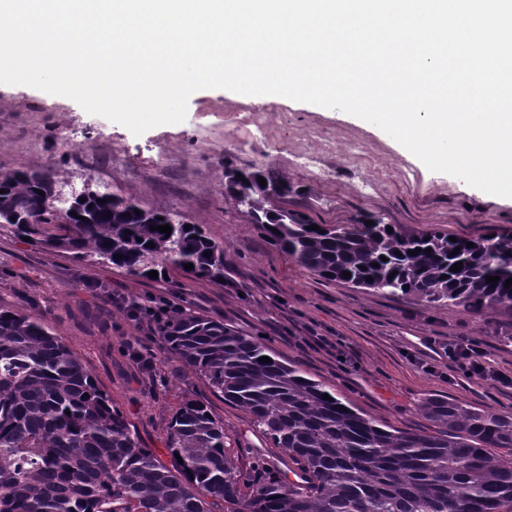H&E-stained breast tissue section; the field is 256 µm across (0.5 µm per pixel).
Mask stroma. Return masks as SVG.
I'll list each match as a JSON object with an SVG mask.
<instances>
[{"label":"stroma","instance_id":"35a3bbf8","mask_svg":"<svg viewBox=\"0 0 512 512\" xmlns=\"http://www.w3.org/2000/svg\"><path fill=\"white\" fill-rule=\"evenodd\" d=\"M245 109L253 123L237 127ZM228 163L287 176L296 189L290 206L320 224L379 218L461 237L512 232V198L430 171L379 127L337 109L203 89L190 96L183 122L136 136L67 97L0 84V171L48 170L67 195L89 185L149 209L181 212L223 247L232 279L221 287L174 271L145 280L0 230V304L46 322L165 461L168 423L188 399L207 403L223 419L229 442L259 439L244 412L226 405L161 344L153 346L150 373L123 354V342L145 339L151 329L113 306L108 295L115 290L139 301L180 294L185 308L260 340L278 359L390 426L432 432L420 407L433 396L512 414V390L448 367L449 342L469 336L483 342L489 368L512 375V342L501 339L504 316L315 278L225 201ZM314 333L324 336V347L305 343Z\"/></svg>","mask_w":512,"mask_h":512}]
</instances>
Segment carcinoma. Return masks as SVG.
<instances>
[{"label": "carcinoma", "mask_w": 512, "mask_h": 512, "mask_svg": "<svg viewBox=\"0 0 512 512\" xmlns=\"http://www.w3.org/2000/svg\"><path fill=\"white\" fill-rule=\"evenodd\" d=\"M232 172L245 180L230 183ZM292 193L275 172L224 165V198L311 274L512 317V232L452 242L402 224L389 233L379 218L310 230L314 221L287 207ZM83 197L60 199L48 173L0 171V226L138 278L189 263L193 277H225L224 250L200 225L184 229L180 212L89 186ZM56 224L62 232H50ZM164 224L168 237L151 230ZM457 262L461 270L450 271ZM157 331L165 350L247 415L266 447H227L209 406L187 400L168 425L175 459L162 463L44 321L0 305V512H512V463L488 452L512 447L511 416L436 396L423 404L436 431H399L291 364L259 362L267 347L220 322L185 309Z\"/></svg>", "instance_id": "obj_1"}]
</instances>
